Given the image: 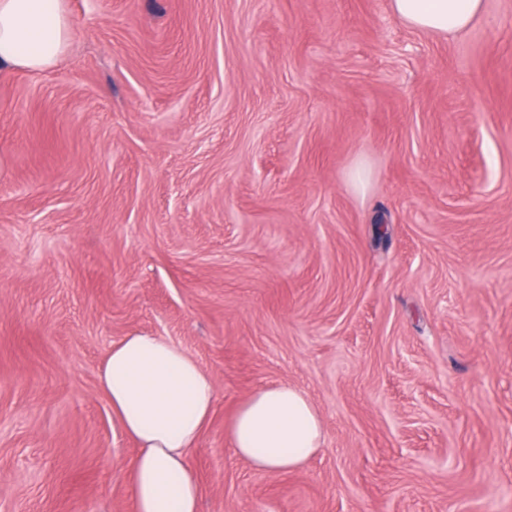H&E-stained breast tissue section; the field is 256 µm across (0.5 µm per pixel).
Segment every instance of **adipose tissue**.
<instances>
[{
	"label": "adipose tissue",
	"mask_w": 512,
	"mask_h": 512,
	"mask_svg": "<svg viewBox=\"0 0 512 512\" xmlns=\"http://www.w3.org/2000/svg\"><path fill=\"white\" fill-rule=\"evenodd\" d=\"M390 5L409 27L448 36L468 29L483 0H391ZM71 36L62 0H0V68L49 70ZM98 384L137 444L128 468L134 512H199L200 485L189 453L214 411L212 377L164 337L135 333L111 347ZM227 438L252 468L286 473L322 447L324 430L305 394L278 384L240 404Z\"/></svg>",
	"instance_id": "1"
}]
</instances>
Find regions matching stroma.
<instances>
[{
    "mask_svg": "<svg viewBox=\"0 0 512 512\" xmlns=\"http://www.w3.org/2000/svg\"><path fill=\"white\" fill-rule=\"evenodd\" d=\"M0 69V512H132L98 375L128 334L215 380L201 512H512V0H65ZM288 384L324 444L226 428ZM62 0H0V68L43 72L72 36ZM393 14L411 28L457 35L481 15L483 0H391ZM227 438L235 455L252 468L288 473L322 447L324 430L305 394L278 384L260 388L240 404Z\"/></svg>",
    "mask_w": 512,
    "mask_h": 512,
    "instance_id": "stroma-1",
    "label": "stroma"
}]
</instances>
